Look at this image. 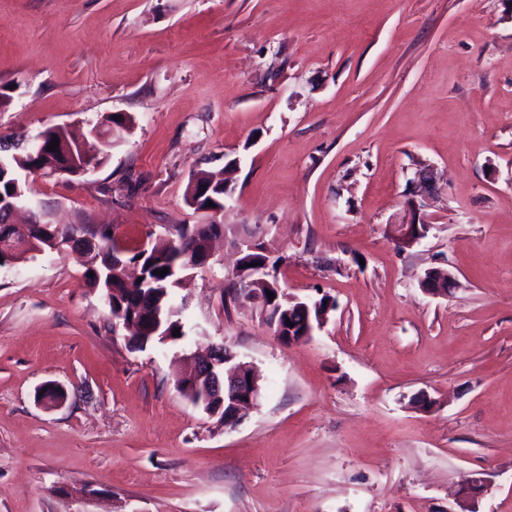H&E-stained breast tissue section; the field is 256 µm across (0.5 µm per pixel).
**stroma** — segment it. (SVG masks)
I'll list each match as a JSON object with an SVG mask.
<instances>
[{
	"label": "stroma",
	"mask_w": 512,
	"mask_h": 512,
	"mask_svg": "<svg viewBox=\"0 0 512 512\" xmlns=\"http://www.w3.org/2000/svg\"><path fill=\"white\" fill-rule=\"evenodd\" d=\"M0 94L10 141L134 119L96 171L29 175L16 223L140 249L202 223L190 176L233 161L223 224L260 230L289 294L336 301L283 344L225 305L219 240L176 293L184 338L139 351L74 251L0 267V512H457L476 477L471 512H512L507 0H0ZM419 161L439 190L401 248ZM431 267L458 288L425 294ZM212 341L261 376L233 429L175 388Z\"/></svg>",
	"instance_id": "obj_1"
}]
</instances>
